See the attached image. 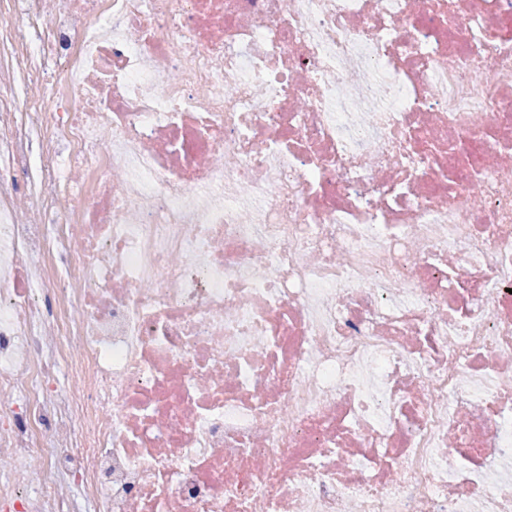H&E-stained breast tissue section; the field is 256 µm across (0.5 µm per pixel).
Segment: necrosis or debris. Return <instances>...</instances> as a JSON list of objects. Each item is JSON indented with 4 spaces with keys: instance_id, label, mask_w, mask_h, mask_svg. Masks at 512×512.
Here are the masks:
<instances>
[{
    "instance_id": "necrosis-or-debris-1",
    "label": "necrosis or debris",
    "mask_w": 512,
    "mask_h": 512,
    "mask_svg": "<svg viewBox=\"0 0 512 512\" xmlns=\"http://www.w3.org/2000/svg\"><path fill=\"white\" fill-rule=\"evenodd\" d=\"M0 2V512H512V0Z\"/></svg>"
}]
</instances>
